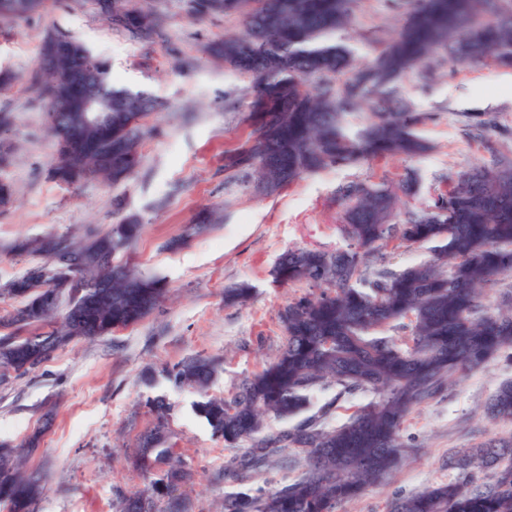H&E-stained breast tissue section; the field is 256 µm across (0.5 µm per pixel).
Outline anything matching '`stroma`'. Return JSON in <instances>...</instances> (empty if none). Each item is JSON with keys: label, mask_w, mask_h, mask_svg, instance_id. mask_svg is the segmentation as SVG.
Wrapping results in <instances>:
<instances>
[{"label": "stroma", "mask_w": 512, "mask_h": 512, "mask_svg": "<svg viewBox=\"0 0 512 512\" xmlns=\"http://www.w3.org/2000/svg\"><path fill=\"white\" fill-rule=\"evenodd\" d=\"M154 5L167 18V39L153 44L113 28L96 0H55L48 10L0 23V73L19 77L0 92V108L15 116V158L4 172L14 185L15 202L0 211V280L20 275L29 264L8 252L15 240L75 234L87 224L104 229L134 213L143 227L127 259L139 272L165 278L168 288L164 302L138 324L72 342L24 377L0 371V443L20 448L33 433L41 435L27 455L28 468L44 473L37 512H116L121 496L148 489L150 475L130 457L139 435L154 424L146 402L158 396L170 405L167 445L196 474L181 495L193 512H221L225 495L239 486L219 474L244 447L214 435L196 411L200 394L173 386L165 370L188 357L221 356L223 366L208 394H234L282 346L280 311L293 298L319 293L303 283H275L271 271L280 255L291 248L344 245L333 201L339 184L356 177L375 181L411 168L420 180L418 199L427 202L442 177H456L485 159L479 144L464 136L461 115L494 112L512 131V69L440 62L427 85L412 76L402 82L406 98L425 116L418 131L431 146L428 153L327 169L273 195L258 193L253 180L224 179L225 151L249 131L251 80L207 52L211 43L241 30L242 18L198 17L186 0H154ZM405 15L404 0H360L350 26L335 39L369 60ZM49 32L79 38L109 61L115 84L146 91L163 105L147 120L152 132L139 148L138 171L122 184L90 177L67 186L50 175L55 147L45 107L30 101L21 83ZM210 213L217 223L193 232ZM181 235L187 238L183 247L166 249L168 240ZM241 282L252 285L251 299L242 306L226 304L225 287ZM509 379L512 350L416 407L401 431L407 446L402 467L341 512H387L393 497L454 480L446 466L449 449L512 436V420L484 412L489 396ZM373 399L369 392L341 396L328 386L311 393L300 417L266 418L264 430L289 429L313 416L333 428Z\"/></svg>", "instance_id": "obj_1"}]
</instances>
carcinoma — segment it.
I'll return each mask as SVG.
<instances>
[{"label": "carcinoma", "instance_id": "obj_1", "mask_svg": "<svg viewBox=\"0 0 512 512\" xmlns=\"http://www.w3.org/2000/svg\"><path fill=\"white\" fill-rule=\"evenodd\" d=\"M457 2L409 0L397 36L361 64L351 48L332 39L347 27L358 0H188L196 15H240L249 30L211 47L227 66L249 75L253 89L252 130L225 152V179L253 170L255 190L272 195L324 169L425 152L428 145L416 132L424 117L405 102L403 77L416 71L427 77L440 52L457 63L512 68V0H469L461 16ZM98 4L112 26L135 39L165 36L164 16L156 10L131 0ZM70 41L55 70L37 67L28 78L33 99L59 97L60 76L86 58L88 48L74 37ZM110 70L99 58L98 106L112 109L108 162L97 165L78 147L95 140L99 128L77 123L72 101H62L61 112L45 113L59 147L51 175L63 184L76 186L95 176L115 186L140 166L146 118L158 103L144 92L113 85ZM497 125L493 113L466 117L467 134L492 161L458 174L428 204H409L418 192L412 169L338 185L340 229L349 244L289 250L278 259L274 282H310L326 290L288 302L279 315L285 341L276 357L231 397L206 395L196 410L226 444L251 442L224 467V478L242 484L284 448L296 451L288 465L299 459L307 471L279 489L228 495L224 512H339L400 467L406 448L400 430L415 407L440 394L451 376L512 348V290L500 293L494 311L484 302L485 287L512 276V148L488 135ZM12 126V114L0 111V171L11 164ZM141 229L136 217L126 216L105 231L89 227L79 239L66 233L16 241L12 252L38 261L0 283V295L20 300L0 318V369L24 376L61 346L109 335L149 316L164 301L166 284L115 262ZM427 244L430 259L399 271L386 267L382 249ZM76 284L84 288L79 314H48V299L62 302ZM250 294L242 283L227 289L225 300L243 304ZM395 325L406 329L404 339L387 335ZM44 326L49 331L20 335ZM219 367L217 358H188L167 375L178 387L204 392ZM329 385L345 393L368 391L376 399L332 429L304 423L262 433L265 418L298 415L312 391ZM148 405L154 425L141 435L134 465L151 473L171 458V449L165 447L168 404L154 398ZM486 409L494 418L512 419V381L497 388ZM22 462L13 451L0 450V506L7 512H35L42 491L40 476L21 471ZM476 469L490 473L481 486L469 484ZM448 470L460 480L397 496L390 512H512V439L450 448ZM193 477L179 460L150 489L123 498L118 512H156L162 488L166 512H191L189 501L175 491Z\"/></svg>", "mask_w": 512, "mask_h": 512}]
</instances>
